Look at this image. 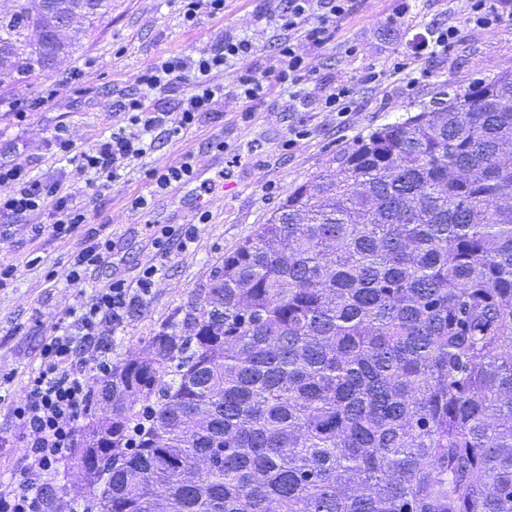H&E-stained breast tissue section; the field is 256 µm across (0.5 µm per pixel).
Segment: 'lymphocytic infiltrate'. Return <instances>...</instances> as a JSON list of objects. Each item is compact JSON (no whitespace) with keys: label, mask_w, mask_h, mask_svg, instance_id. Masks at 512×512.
<instances>
[{"label":"lymphocytic infiltrate","mask_w":512,"mask_h":512,"mask_svg":"<svg viewBox=\"0 0 512 512\" xmlns=\"http://www.w3.org/2000/svg\"><path fill=\"white\" fill-rule=\"evenodd\" d=\"M465 2L466 22L474 28L493 31L512 23V0ZM348 10L349 0H288L280 19L289 37L282 42L273 66L277 78L293 85L315 80L314 69L296 50L291 37L300 32L315 47H325L334 38L337 18ZM251 51L249 41L228 39L219 49L196 58L171 56L155 63L141 73L139 82L153 90L181 80L190 71L205 77L229 60L248 57ZM223 99V87L207 83L183 99L177 112L170 113L149 111L140 97L125 96L112 105L113 114L122 118L121 126L83 152L80 166L98 178L116 180L124 164L146 154L145 133L157 131L170 139L179 138ZM0 184L9 187L8 192L0 193V218H17L48 206L54 216L49 228L53 237L83 231L84 245L71 257L74 279H84L89 270L111 256V238L90 226L87 210L75 201L77 187H65L54 177L34 178L24 167L2 164ZM156 273L152 265L142 270L136 283L115 279L95 289L79 315L72 322L57 324L46 338L39 368L26 382L24 400L11 406L20 441L27 450L25 479L15 486L0 485V512H35V476L64 458L74 445L79 419L89 411L88 363H95L101 372L110 368L108 338L137 306L143 305Z\"/></svg>","instance_id":"obj_1"}]
</instances>
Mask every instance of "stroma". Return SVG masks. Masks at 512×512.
<instances>
[{"mask_svg": "<svg viewBox=\"0 0 512 512\" xmlns=\"http://www.w3.org/2000/svg\"><path fill=\"white\" fill-rule=\"evenodd\" d=\"M407 4L404 18L396 8ZM464 0H352L350 11L337 19L336 38L322 49L302 34L294 43L315 68L318 83L296 86L279 82L271 73L278 45L286 33L278 21L286 0H224L223 14L200 13L185 24L179 0H112V13L93 33L80 35L81 54L59 63L50 77L37 76L0 88V164H18L35 176H55L80 187L76 201L91 224L105 225L115 248L108 263L86 279L72 280L69 259L81 234L57 239L34 235L38 225L53 222L50 209L0 222V265L21 267L20 276L0 288V483H19L24 451L13 442L17 422L13 400L23 398L29 374L39 366V353L55 325L86 303L94 289L111 280L135 282L141 270L155 264L159 272L143 307L112 337V359L135 352L169 320L187 308L225 254L253 233L258 224L296 186L328 166L333 157L382 125L407 113L446 100L450 86L468 85L488 73L512 71V25L487 32L465 23ZM455 25L460 38L438 57L416 55L418 41H434L441 28ZM246 39L253 46L247 60H235L212 71L210 83L223 85L219 114H211L180 139L156 136L150 149L127 163L116 182L101 185L79 167V153L109 136L120 120L112 103L126 94L141 96L149 110L177 111L182 98L193 93L196 78L156 89H142L138 77L160 58L197 57L225 39ZM261 79L259 99L245 102L235 94L243 67ZM382 71V84H366L360 76L368 67ZM354 87L348 117L321 111L318 101L337 82ZM30 107L17 118L15 104ZM65 126L75 154L63 159L52 138ZM302 130L287 145L289 129ZM223 139L227 151L217 170H210L209 144ZM193 155L208 168L205 191L201 182L154 193L148 172ZM142 195L150 207L131 210L128 201ZM210 214L188 249L161 255L152 244L157 224H186L198 212Z\"/></svg>", "mask_w": 512, "mask_h": 512, "instance_id": "obj_1", "label": "stroma"}]
</instances>
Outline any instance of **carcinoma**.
I'll return each mask as SVG.
<instances>
[{
    "instance_id": "cac0c4a2",
    "label": "carcinoma",
    "mask_w": 512,
    "mask_h": 512,
    "mask_svg": "<svg viewBox=\"0 0 512 512\" xmlns=\"http://www.w3.org/2000/svg\"><path fill=\"white\" fill-rule=\"evenodd\" d=\"M0 8V86L112 0ZM512 73L296 186L203 293L92 378L86 512H512ZM66 486L36 491L54 512Z\"/></svg>"
}]
</instances>
